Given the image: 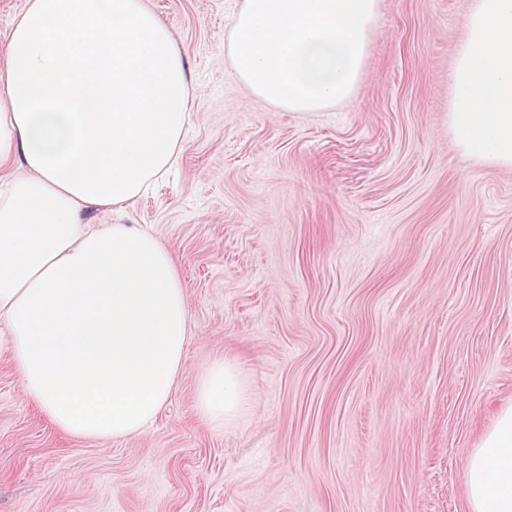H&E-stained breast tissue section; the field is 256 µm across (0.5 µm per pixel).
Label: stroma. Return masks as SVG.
Returning <instances> with one entry per match:
<instances>
[{"label": "stroma", "instance_id": "obj_1", "mask_svg": "<svg viewBox=\"0 0 512 512\" xmlns=\"http://www.w3.org/2000/svg\"><path fill=\"white\" fill-rule=\"evenodd\" d=\"M471 0H382L361 85L277 112L229 74L237 0H148L199 88L177 168L112 224L181 259L185 376L142 435L59 432L0 351V512H471L464 476L512 405V168L448 137ZM237 359L215 433L196 378ZM195 409L210 430L220 433L243 414L248 396L237 365L217 354L197 376Z\"/></svg>", "mask_w": 512, "mask_h": 512}]
</instances>
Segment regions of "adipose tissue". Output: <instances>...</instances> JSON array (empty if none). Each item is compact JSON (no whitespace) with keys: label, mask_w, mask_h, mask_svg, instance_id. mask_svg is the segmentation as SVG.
<instances>
[{"label":"adipose tissue","mask_w":512,"mask_h":512,"mask_svg":"<svg viewBox=\"0 0 512 512\" xmlns=\"http://www.w3.org/2000/svg\"><path fill=\"white\" fill-rule=\"evenodd\" d=\"M448 128L465 154L512 167V0H473ZM196 89L146 0H27L0 54V348L24 396L95 441L154 423L191 334L181 260L155 233L99 224L179 161ZM195 409L223 432L248 396L216 355ZM471 512H512V406L465 461Z\"/></svg>","instance_id":"1"}]
</instances>
